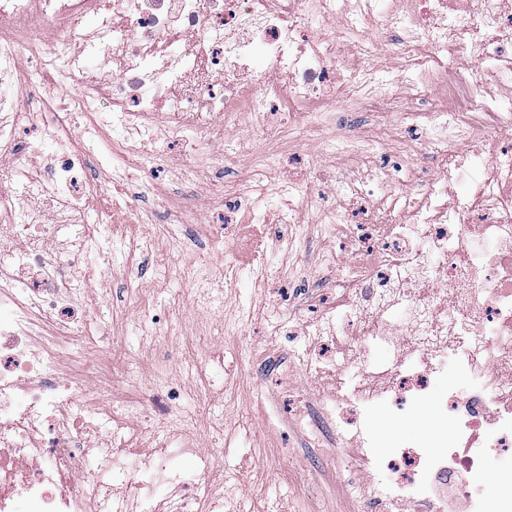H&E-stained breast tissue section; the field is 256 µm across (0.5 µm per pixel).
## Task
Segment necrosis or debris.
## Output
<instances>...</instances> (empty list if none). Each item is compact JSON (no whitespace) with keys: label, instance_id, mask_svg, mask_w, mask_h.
<instances>
[{"label":"necrosis or debris","instance_id":"obj_1","mask_svg":"<svg viewBox=\"0 0 512 512\" xmlns=\"http://www.w3.org/2000/svg\"><path fill=\"white\" fill-rule=\"evenodd\" d=\"M96 59L109 78L92 74ZM69 86L77 97L60 96ZM401 87L414 91L424 123L406 112L366 140L346 121L328 144L339 158L365 155L369 179L313 163L276 186L288 200L284 227L303 223L316 200L324 223L350 224L329 188L385 216L351 224L339 259L351 279L315 334L378 339L399 353L343 385L325 419L364 438L359 412L425 401L455 358L475 386L448 387L433 404L427 445L390 451V481L357 474L359 512H448L457 500L465 512H512L511 468L494 474L495 496L469 481L487 451L512 449V7L503 0H0V512L20 499L27 512H225L210 490L212 450L170 425L181 388L145 381L116 411L72 352L106 339L85 311L112 273L118 227L90 213H129L151 197L147 135L157 126L219 153L228 131H277L328 105L362 112ZM78 112L91 129H111L112 175L137 187L125 204L98 197L96 151L70 143ZM179 459L192 468L179 470Z\"/></svg>","mask_w":512,"mask_h":512}]
</instances>
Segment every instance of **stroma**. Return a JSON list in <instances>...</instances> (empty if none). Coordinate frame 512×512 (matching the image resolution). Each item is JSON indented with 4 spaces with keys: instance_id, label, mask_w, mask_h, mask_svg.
<instances>
[{
    "instance_id": "35a3bbf8",
    "label": "stroma",
    "mask_w": 512,
    "mask_h": 512,
    "mask_svg": "<svg viewBox=\"0 0 512 512\" xmlns=\"http://www.w3.org/2000/svg\"><path fill=\"white\" fill-rule=\"evenodd\" d=\"M336 131L334 124L321 120L281 135L233 131L229 138L240 155L276 156L281 179L291 175L292 163L314 156L328 165L342 164L348 172L364 173L363 157L352 155L340 161L327 152L326 144ZM158 148L198 166L202 183L197 204L204 221L220 219L225 197L241 193L248 184L247 167L240 164L225 171L223 192H214L210 182L215 170L207 157L189 152L187 144L175 145L165 138L160 139ZM159 170L153 201L139 206L144 221L129 225L128 234L136 238L159 233V246L176 254L173 271L163 279L156 276L150 263L113 267L111 277L97 285L105 302L88 312L90 320L111 325V353L117 367L135 362L142 370H149L155 347L141 342L145 333L174 337L204 329L207 322L191 309L189 291L205 284L208 269L215 262L238 261L231 294L224 301L228 339L224 344L223 384L214 387L209 401L198 404L193 413L205 426L204 444L224 451L214 464V474L251 512H267L273 503L280 504L284 512H356L350 480L351 464L359 452L357 440L339 442L328 432L321 443H314L306 422L316 415L319 401L309 399L303 407L293 403L270 376L271 371L289 369L297 383L305 381L306 361L318 346L311 336L315 313L303 300L308 285H328L335 280L336 258L346 243L344 225L329 232L320 224H295L287 235L275 234L271 223L277 218L281 200L268 196L264 207L267 223L249 227L251 238L266 240L269 253L267 284L257 288L247 265L248 249L235 236L224 235L221 247L191 251L189 229L165 206L167 199L183 190L180 173L164 164ZM132 288L146 290L159 323L148 328L141 324L139 307L129 299ZM362 425L376 442L371 476L382 483L386 480L380 469L383 456L396 446L418 448L427 444L434 421L429 405L380 403L367 409Z\"/></svg>"
}]
</instances>
